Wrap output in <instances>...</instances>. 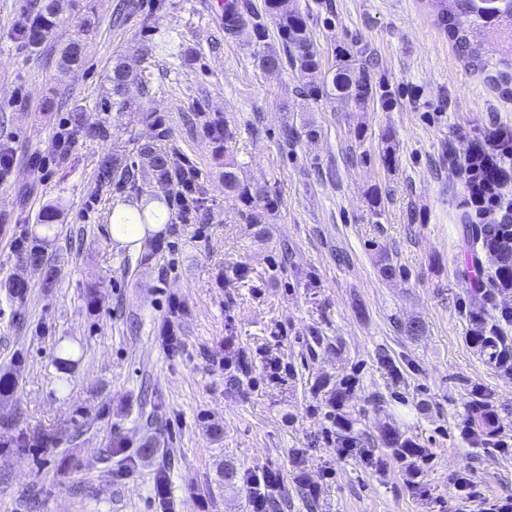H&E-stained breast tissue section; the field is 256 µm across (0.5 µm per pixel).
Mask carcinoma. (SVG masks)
Returning <instances> with one entry per match:
<instances>
[{
  "label": "carcinoma",
  "mask_w": 512,
  "mask_h": 512,
  "mask_svg": "<svg viewBox=\"0 0 512 512\" xmlns=\"http://www.w3.org/2000/svg\"><path fill=\"white\" fill-rule=\"evenodd\" d=\"M435 4V22L455 45L464 65L500 92L512 97V58H496L486 53L479 54L473 49V40L484 36L487 40H499L504 33L512 34V0H430ZM267 14L278 20L277 41L268 42L265 25L253 14L247 0H224V29L233 35L247 34L248 45L257 48L255 55L258 65L267 72L280 70L283 64H289L294 71L309 78L306 86L314 92H321L343 109L359 108L373 95V86L365 68L358 67L349 57L339 60L336 71L330 78L318 79L320 61L315 52L305 16L290 6V0H264ZM59 11L58 0H46L38 10L32 25L33 39L30 47H37L43 37L56 24ZM84 47L81 41L68 42L61 49L58 67L69 72L82 63ZM137 81L145 86L148 77L132 74L121 61L112 65L110 77L111 93L114 97L123 96L128 84ZM208 138L214 143L227 142L230 130L227 122L213 119L206 125ZM140 154L146 166L152 171L156 184L162 190L171 187L172 175L176 163L169 154L161 149L147 146ZM118 169L116 159L103 156L98 164V178L109 181ZM224 194L235 199L245 208L244 214L250 223H261V213L271 211L277 204L276 197L269 187L253 183L246 179L240 168L232 161L224 163ZM57 209L47 208L38 216V236L26 247L23 258L35 265L42 263L48 242L58 234L56 220ZM479 244L497 253L498 266L495 276L506 287L512 286V248L505 249L497 244L492 229L482 227L480 235L473 239ZM473 342L482 350L489 351V357L497 364L512 361V347L504 337L498 334L495 325L485 327L479 323L472 337ZM472 423L480 430L493 427L494 418L483 402H477L472 408Z\"/></svg>",
  "instance_id": "cac0c4a2"
}]
</instances>
